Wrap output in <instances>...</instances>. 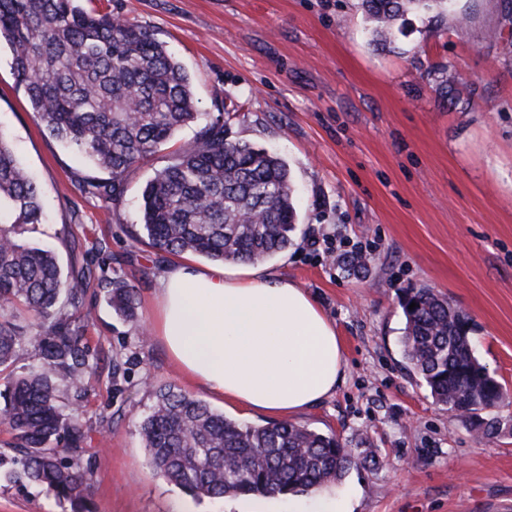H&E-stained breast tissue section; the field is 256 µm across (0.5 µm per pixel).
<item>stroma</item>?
<instances>
[{
    "label": "stroma",
    "instance_id": "1",
    "mask_svg": "<svg viewBox=\"0 0 512 512\" xmlns=\"http://www.w3.org/2000/svg\"><path fill=\"white\" fill-rule=\"evenodd\" d=\"M151 30L188 72L200 111L231 113L229 136L281 158L294 187L295 244L267 267L295 281L335 324L344 378L292 422L335 435L377 465L351 468L328 494L354 512H512V434L477 437L406 368L400 289L424 285L473 322L476 357L512 392V0H453L442 17L407 14L376 34L359 0H84ZM0 131L40 184L45 221L23 241L69 265L74 243L103 238L113 273L137 291L117 316L91 277L93 359L81 401L93 512H248V497L195 498L147 462L138 424L152 386H172L238 418L142 341L158 260L133 243L141 192L183 128L124 179L114 204L81 195L93 171L37 126L0 43ZM325 236L319 250L312 237ZM365 260L356 273L338 263ZM0 512H62L35 485L0 482Z\"/></svg>",
    "mask_w": 512,
    "mask_h": 512
}]
</instances>
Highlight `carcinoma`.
<instances>
[{"mask_svg": "<svg viewBox=\"0 0 512 512\" xmlns=\"http://www.w3.org/2000/svg\"><path fill=\"white\" fill-rule=\"evenodd\" d=\"M451 0H360L390 33L414 11L448 9ZM0 38L32 112L49 136L87 158L109 178H86L81 192L117 202L124 175L203 122L192 147L173 155L142 192L136 243L160 257L193 254L212 261H261L294 245L297 212L290 173L277 156L227 136L226 122L202 121L183 65L149 30L81 0H0ZM43 195L0 132V480L52 491L65 512H91L88 478L74 464L89 438L70 396L87 392V264L63 271L50 249L22 242L20 229L42 223ZM114 312L132 319L137 295L125 280L105 278ZM416 304L409 309L410 304ZM403 355L439 405L470 414L483 436L512 426L505 387L474 355L470 317L426 286L405 288ZM37 364L17 372L25 346ZM139 424L149 464L194 496L287 495L339 482L368 455L336 436L289 422L241 424L172 387Z\"/></svg>", "mask_w": 512, "mask_h": 512, "instance_id": "carcinoma-1", "label": "carcinoma"}]
</instances>
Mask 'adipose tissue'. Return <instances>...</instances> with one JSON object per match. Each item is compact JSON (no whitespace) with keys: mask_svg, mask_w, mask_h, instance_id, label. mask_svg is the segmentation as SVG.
I'll return each instance as SVG.
<instances>
[{"mask_svg":"<svg viewBox=\"0 0 512 512\" xmlns=\"http://www.w3.org/2000/svg\"><path fill=\"white\" fill-rule=\"evenodd\" d=\"M151 331L184 375L243 414L291 417L335 392V325L294 281L262 267L168 266Z\"/></svg>","mask_w":512,"mask_h":512,"instance_id":"1","label":"adipose tissue"}]
</instances>
